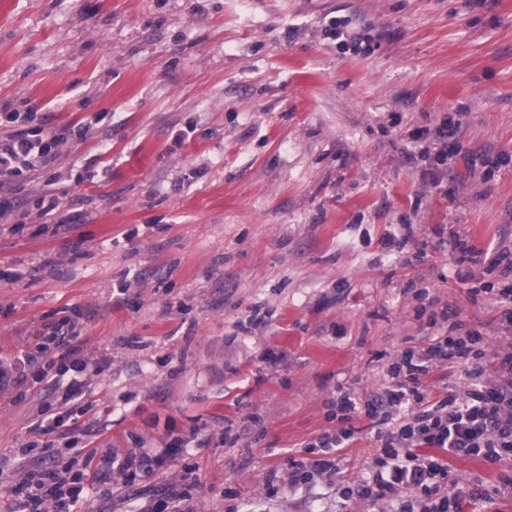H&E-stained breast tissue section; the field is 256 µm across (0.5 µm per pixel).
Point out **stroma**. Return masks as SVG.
Here are the masks:
<instances>
[{"mask_svg":"<svg viewBox=\"0 0 512 512\" xmlns=\"http://www.w3.org/2000/svg\"><path fill=\"white\" fill-rule=\"evenodd\" d=\"M335 18L370 52L328 38ZM29 107L92 127L17 197L53 184L78 221L0 223V352L69 317L108 356L70 420L97 455L198 432L171 467L96 483L92 512H143L188 467L196 512H343L335 486L288 485L325 400L373 397L399 349L428 344L415 289L469 327L495 315L458 278L482 266L437 242L512 248V163L470 164L512 155V0H0V110ZM446 115L460 151L428 190L410 133ZM393 229L430 242L424 260L382 251ZM25 393L0 395L1 460L34 438L44 391ZM351 424L356 480L378 442ZM449 466L461 485L512 477Z\"/></svg>","mask_w":512,"mask_h":512,"instance_id":"stroma-1","label":"stroma"}]
</instances>
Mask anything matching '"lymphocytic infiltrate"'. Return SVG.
I'll use <instances>...</instances> for the list:
<instances>
[{
	"label": "lymphocytic infiltrate",
	"instance_id": "obj_1",
	"mask_svg": "<svg viewBox=\"0 0 512 512\" xmlns=\"http://www.w3.org/2000/svg\"><path fill=\"white\" fill-rule=\"evenodd\" d=\"M87 130L84 123L57 129L31 109L0 113V218H8L17 229L32 214L60 227L74 223L55 189L36 196L30 213L17 209L14 196L29 178L54 167L62 142L82 140ZM456 130L454 119L447 117L435 128L411 133L422 145V178L431 187L442 185L448 140ZM483 264L491 279L471 288L470 294L493 302L498 330L511 336L512 250L484 252ZM427 326L432 331L429 344L396 353L376 396L360 401L340 390L328 401L326 417L337 427L309 442L305 459L290 462L289 486L335 480L339 498L357 512H465L468 506L491 501L483 482L463 486L449 481L448 460L512 459V351L491 350L485 333L450 321L445 313L429 315ZM41 336L34 348L0 358V393L23 387L30 378L49 390V400L32 425L44 438L41 448H22L14 457L28 489L21 512H87L90 479L117 475L130 484L138 474L167 468L184 455L190 440L177 437L157 448L129 449L120 459L105 458L94 473L63 478L51 437L65 427L68 406L84 402L91 377L104 374L110 363L83 354L69 318L45 324ZM356 413L376 426L382 451L366 475L352 481L342 476L337 454L354 439L349 421Z\"/></svg>",
	"mask_w": 512,
	"mask_h": 512
}]
</instances>
